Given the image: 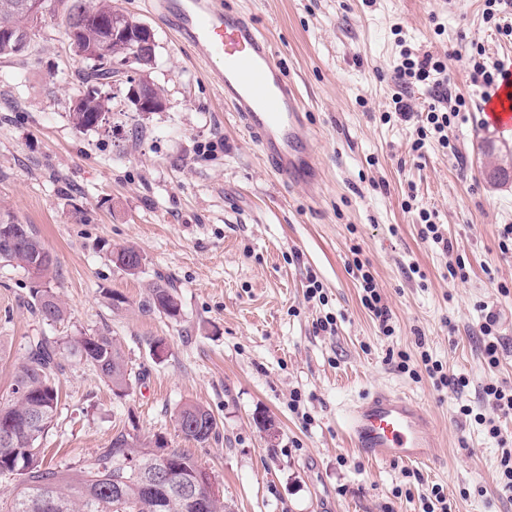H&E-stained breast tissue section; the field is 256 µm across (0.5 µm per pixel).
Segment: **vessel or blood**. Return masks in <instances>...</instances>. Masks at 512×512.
Instances as JSON below:
<instances>
[{"label": "vessel or blood", "instance_id": "obj_1", "mask_svg": "<svg viewBox=\"0 0 512 512\" xmlns=\"http://www.w3.org/2000/svg\"><path fill=\"white\" fill-rule=\"evenodd\" d=\"M157 11L173 28L178 44L210 67L225 102L259 144L272 171L290 182L315 185L303 106L255 22L225 11L220 0H157ZM484 110L490 122L512 127V94L494 96ZM345 432L371 461L427 465L437 457L426 410L400 394L368 393L348 411Z\"/></svg>", "mask_w": 512, "mask_h": 512}]
</instances>
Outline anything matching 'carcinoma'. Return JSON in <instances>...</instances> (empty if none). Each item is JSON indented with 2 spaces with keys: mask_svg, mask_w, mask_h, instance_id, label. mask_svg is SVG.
<instances>
[{
  "mask_svg": "<svg viewBox=\"0 0 512 512\" xmlns=\"http://www.w3.org/2000/svg\"><path fill=\"white\" fill-rule=\"evenodd\" d=\"M22 0H0V58L25 54L30 44L21 45L2 33L30 31L34 20L18 7ZM69 49L80 67L76 80L84 87L73 106L70 118L79 131L95 127L101 113L111 111V97L104 92L106 76L102 59L127 62L135 72L152 63V56L141 53L140 44L153 37L140 27L134 17L113 9L112 0H64ZM105 18L103 27L98 19ZM142 104L163 105L161 90L144 76ZM116 267L133 275L141 269L143 255L134 246L110 254ZM0 262L23 268L31 279L30 307L44 323L64 320L67 309L49 287L56 259L31 224H0ZM143 312L159 313L169 318L180 315L181 302L174 280L158 275L139 303ZM92 365L112 391L127 395L133 384L121 347L109 331L79 333L67 339L30 336L24 353L14 368L10 399L0 404V424L15 431L12 441H0V479H8L21 469L29 484V495L0 503V512H184L176 499L155 506L153 497L130 478L131 469L122 466L126 455L142 451L140 463L165 460L190 477L205 471L186 452L170 448L160 440L141 441L125 431H118L109 444L96 453L62 467L45 458L41 448L44 436L53 427L58 407L56 380L64 371L65 355ZM180 433L198 443L216 434L218 423L206 408L195 403L182 405L176 413Z\"/></svg>",
  "mask_w": 512,
  "mask_h": 512,
  "instance_id": "cac0c4a2",
  "label": "carcinoma"
}]
</instances>
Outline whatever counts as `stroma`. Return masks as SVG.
<instances>
[{
  "label": "stroma",
  "mask_w": 512,
  "mask_h": 512,
  "mask_svg": "<svg viewBox=\"0 0 512 512\" xmlns=\"http://www.w3.org/2000/svg\"><path fill=\"white\" fill-rule=\"evenodd\" d=\"M222 3L256 21L297 89L318 189L266 168L208 67L179 48L152 0L113 6L153 31L148 76L165 108L141 116L121 90L106 125L76 130L78 62L62 12L44 15L24 56L0 59V215L34 225L57 256L50 286L67 316L39 321L24 270L0 263V402L26 337L106 329L136 378L120 398L93 367L66 358L43 441L55 463L92 455L125 430L185 450L214 476L229 512H422L419 497L435 484L451 512H512L498 487L501 449L473 419L483 413L512 437V415L482 394L490 381L512 382V253L499 249L512 224V179L491 184L483 153L493 144L512 165V130L486 124L485 89L465 60L479 49L485 65L512 66V35L487 22L485 0ZM407 51L440 57L448 97L464 102L450 148L430 137L414 151L415 123L395 114V97L423 113L434 101L431 85L399 81ZM423 211L452 253L421 238ZM124 246L141 251L138 274L110 261ZM354 246L371 263L393 335L361 303L347 267ZM454 256L467 280L449 276ZM160 274L178 285V318L139 308ZM312 276L323 299L307 296ZM114 295L124 304L113 306ZM483 304L503 343L495 367L482 352ZM328 315L332 334L317 328ZM156 339L168 347L161 360ZM398 351L409 371L390 361ZM424 351L444 372L465 375L468 388L436 386ZM377 388L430 416L439 456L417 477H406L401 460L369 462L344 437L346 410ZM187 402L212 412L217 436L184 438L174 414ZM464 404L472 416L460 415Z\"/></svg>",
  "instance_id": "35a3bbf8"
}]
</instances>
